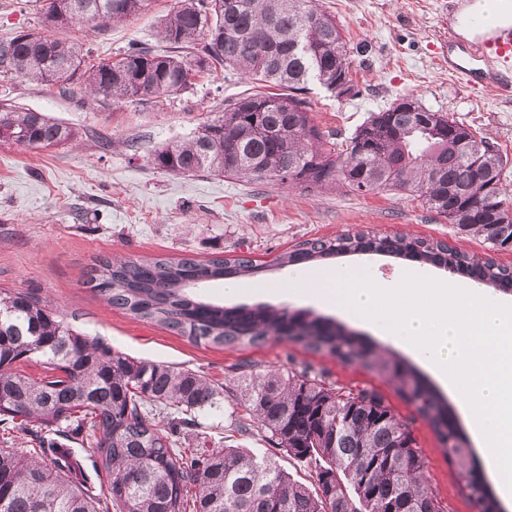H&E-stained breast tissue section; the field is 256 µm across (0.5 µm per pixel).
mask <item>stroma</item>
<instances>
[{
	"mask_svg": "<svg viewBox=\"0 0 512 512\" xmlns=\"http://www.w3.org/2000/svg\"><path fill=\"white\" fill-rule=\"evenodd\" d=\"M174 3L149 0L127 22L88 32L69 28L60 36L100 57L117 56L134 43L156 46L158 22ZM320 6L344 31L354 80L352 95L341 98L318 84L308 86L306 98L329 142H345L371 113L413 97L464 122L477 138L499 149L505 160L502 185L512 197V95L491 82L449 75L442 50L448 39V0H320ZM41 28L37 0H0V42ZM248 88L236 72L222 68L201 74L181 94L165 99L102 104L0 73V104L45 113L79 132L77 141L48 149L0 143V289L46 300L76 328L131 357L189 368L225 388L223 411L199 415L197 426L181 434L182 447L201 452L243 448L276 460L298 480L305 477L301 463L267 445L257 427L239 430L240 376L308 368L344 386L376 387L413 429L425 456V477L445 512H478L444 445L394 385L330 353L273 334L257 345L196 344L112 308L86 287L87 271L105 257L189 255L203 261L244 253L268 263L304 241L354 231L432 238L512 266V251L489 248L482 237L401 194H356L337 184L304 192L155 168V150L189 141L204 122L221 116L225 100ZM284 275L272 269L243 280L237 304L310 309V302L297 295L261 294V287H279ZM54 439L70 451L89 493L105 492L109 476L94 468L92 447L67 429Z\"/></svg>",
	"mask_w": 512,
	"mask_h": 512,
	"instance_id": "35a3bbf8",
	"label": "stroma"
}]
</instances>
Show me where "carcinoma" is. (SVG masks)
<instances>
[{"instance_id": "carcinoma-1", "label": "carcinoma", "mask_w": 512, "mask_h": 512, "mask_svg": "<svg viewBox=\"0 0 512 512\" xmlns=\"http://www.w3.org/2000/svg\"><path fill=\"white\" fill-rule=\"evenodd\" d=\"M147 0H48V30L101 29L125 22ZM168 51L135 44L117 57L89 59L81 48L51 35L22 31L0 50V71L68 92L75 85L94 101L162 98L191 85L198 74L224 65L263 88L224 104L184 143L156 151L153 164L176 175L210 173L246 183L312 192L340 184L352 193L395 191L491 248L512 247V222L484 223L475 206L512 209L503 189L493 200L487 182L502 181L503 156L467 130L470 143L437 136L460 125L448 115L400 102L371 113L346 141L328 146L303 92L311 82L343 97L353 89L348 44L336 18L317 0H177L158 25ZM5 142L53 148L77 140L70 127L40 112L0 105ZM376 252L465 272L503 292L512 291V269L448 247L434 239L371 236L356 231L314 239L276 258L277 268ZM265 267L248 256L149 260H98L86 284L112 307L148 319L198 343L259 344L291 328L288 339L324 350L345 363L359 362L393 382L400 396L447 446L448 459L480 512H502L489 488L474 484L472 449L433 388L396 358L371 352L343 324L311 312L269 305L224 306L204 288L226 278H252ZM0 417L32 419L85 434L110 476L104 500L90 496L54 442L20 454L0 448V512H384L378 496L395 495L406 512H444L422 480L426 462L417 438L375 387H344L289 368L241 377L239 406L257 418L263 439L308 469L294 479L269 458L238 448L193 453L179 447L181 429L196 415L223 409V392L191 369L135 360L76 330L60 311L25 292L0 295ZM43 359L51 375L35 380L12 371L14 363ZM169 415L160 430L148 412ZM335 477L336 495L319 492L322 475Z\"/></svg>"}]
</instances>
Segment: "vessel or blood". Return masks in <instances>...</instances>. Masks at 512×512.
<instances>
[{"instance_id": "b4317fda", "label": "vessel or blood", "mask_w": 512, "mask_h": 512, "mask_svg": "<svg viewBox=\"0 0 512 512\" xmlns=\"http://www.w3.org/2000/svg\"><path fill=\"white\" fill-rule=\"evenodd\" d=\"M502 19L489 28L479 8V0H448L449 20L463 19L470 38L448 32V71L467 81L490 80L503 90L512 89V0H500Z\"/></svg>"}]
</instances>
